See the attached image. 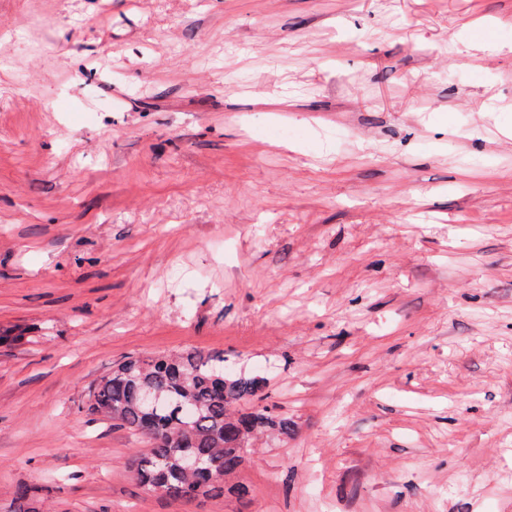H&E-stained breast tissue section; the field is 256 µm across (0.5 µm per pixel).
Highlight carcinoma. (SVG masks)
<instances>
[{"label":"carcinoma","mask_w":512,"mask_h":512,"mask_svg":"<svg viewBox=\"0 0 512 512\" xmlns=\"http://www.w3.org/2000/svg\"><path fill=\"white\" fill-rule=\"evenodd\" d=\"M159 396L149 408L141 396ZM267 379L224 371V360L184 351L177 355L128 357L89 391L88 409L139 435L148 448L133 456L130 471L148 490L161 487L177 503L233 494L252 495L238 480L251 438L294 435L293 421L267 403ZM187 451L209 470L180 476L176 461ZM32 490L16 489L11 512H36Z\"/></svg>","instance_id":"cac0c4a2"}]
</instances>
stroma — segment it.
Wrapping results in <instances>:
<instances>
[{
  "label": "stroma",
  "instance_id": "35a3bbf8",
  "mask_svg": "<svg viewBox=\"0 0 512 512\" xmlns=\"http://www.w3.org/2000/svg\"><path fill=\"white\" fill-rule=\"evenodd\" d=\"M188 349L298 426L194 512H512V0H0V512H182L87 399Z\"/></svg>",
  "mask_w": 512,
  "mask_h": 512
}]
</instances>
